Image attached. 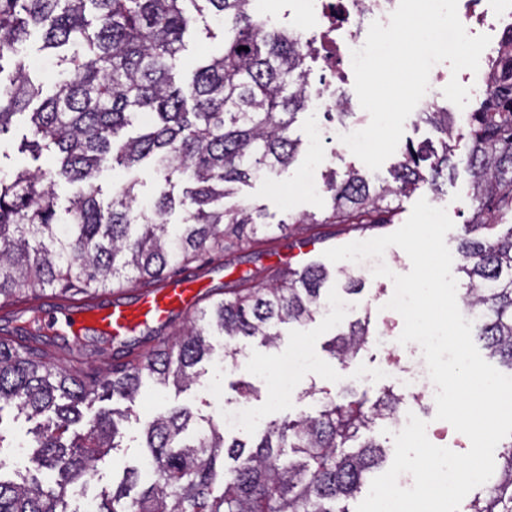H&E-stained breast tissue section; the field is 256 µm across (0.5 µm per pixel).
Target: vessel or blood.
Masks as SVG:
<instances>
[{
    "label": "vessel or blood",
    "mask_w": 512,
    "mask_h": 512,
    "mask_svg": "<svg viewBox=\"0 0 512 512\" xmlns=\"http://www.w3.org/2000/svg\"><path fill=\"white\" fill-rule=\"evenodd\" d=\"M201 282L199 275L190 273L166 279L130 302L97 298L62 309L52 304L43 310L41 324L46 332L59 327L73 337L89 330L110 337L126 336L194 307L202 295Z\"/></svg>",
    "instance_id": "vessel-or-blood-1"
}]
</instances>
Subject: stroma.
Returning a JSON list of instances; mask_svg holds the SVG:
<instances>
[{
	"label": "stroma",
	"instance_id": "35a3bbf8",
	"mask_svg": "<svg viewBox=\"0 0 512 512\" xmlns=\"http://www.w3.org/2000/svg\"><path fill=\"white\" fill-rule=\"evenodd\" d=\"M185 48L173 71L176 84L187 85L195 67L223 51L221 38L209 37L203 24L190 28L184 37ZM367 173L368 168L356 156L340 150L336 144H323L319 151L303 150L290 166L257 179L238 188L236 195L226 198L225 206L246 205L259 211L261 220L276 224L288 216L313 214L326 215L332 200L326 191V178L330 172L344 174L348 168ZM470 176L465 167H458L454 181L434 191L421 185L399 201L398 214L393 223L376 224L363 230H351L340 224H296L284 236L273 239L276 252L262 248L260 242L247 243L243 248L226 252L206 261L190 263V270L205 277L207 296L202 306L223 298L225 289L245 286L258 287L271 276L272 266L294 262L296 254L308 250V262L325 264L328 278L322 287V298L330 302L344 297L349 308L347 316L329 319L316 317L305 325H281L280 336L273 346H265L255 338H240L235 342L239 350L236 360L224 357V339H213L209 358L198 364L200 373L196 385L185 391L168 388L160 391L152 382H144L135 403L121 399L102 401L105 409L128 410L129 417L123 424L124 438L119 448L113 449L99 466V486H107L113 475L122 474L125 467L144 461V429L157 413L173 408H189L194 415L222 421L225 410L238 405H248L261 419L270 423L283 418L297 419L315 415L324 397L335 395L340 389L352 387L377 393L385 386L380 372L391 363L404 364V354L378 347L368 342L358 356L348 364L334 359L327 350L331 339L345 330L349 322L370 317L374 332L400 335L403 319L386 309V302L394 293L389 278L374 276L377 263H385L394 273L405 274L411 269L407 254L399 247H389L382 258L366 259L352 263L355 275L362 280V290L345 294L344 278L339 266L326 262L325 250L354 241H364L396 231L408 219L414 204L426 199L431 205L445 208L454 222L446 236L449 250H457L461 226L471 215L468 198ZM301 356L306 367L291 381H284L282 368L285 360ZM249 384V395H241L242 384Z\"/></svg>",
	"mask_w": 512,
	"mask_h": 512
}]
</instances>
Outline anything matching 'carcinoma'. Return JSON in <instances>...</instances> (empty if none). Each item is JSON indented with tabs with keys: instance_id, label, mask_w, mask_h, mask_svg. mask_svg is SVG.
I'll list each match as a JSON object with an SVG mask.
<instances>
[{
	"instance_id": "carcinoma-1",
	"label": "carcinoma",
	"mask_w": 512,
	"mask_h": 512,
	"mask_svg": "<svg viewBox=\"0 0 512 512\" xmlns=\"http://www.w3.org/2000/svg\"><path fill=\"white\" fill-rule=\"evenodd\" d=\"M194 6L191 14L184 3ZM253 0H0V144L16 117L27 116L18 150L56 155V167L18 169L0 176V308L48 289L90 297L132 271L145 284L191 260L285 231L295 224L372 223L397 210L395 202L422 183L434 190L470 175L471 220L463 226L456 272L466 279L463 304L476 312L475 339L512 371V32L491 64L490 92L468 125L439 105L418 120L440 134V150L411 145L401 152L392 181L374 186L351 168L331 175L332 207L323 219L305 214L278 224L259 221L246 206L227 209L233 185L263 171L288 167L300 140L291 136L308 104L305 59L313 43L255 16ZM221 18L224 51L198 67L185 88L172 70L183 36L197 22ZM38 33L40 49L55 60L52 88L28 68L23 46ZM248 50H238V47ZM156 121L135 135L137 116ZM153 159L165 184H185L180 199L159 193L137 205L132 179L112 199H100L99 173L113 164L131 169ZM58 179L83 184L60 209ZM181 224L169 223L176 206ZM323 267L286 265L258 288H230L228 297L191 313L182 328H148L157 344L112 375L86 372L82 352L104 353L127 339L103 335L72 339L65 358L46 347L57 337L0 336V421L7 407L37 418L31 478L0 477V512H68L75 493L90 484L99 463L123 437L128 412L88 409L106 397L134 401L143 382L160 388L195 384L194 367L210 351L209 337L225 343L260 337L276 344L282 323L305 325L324 305ZM368 322L356 321L328 344L342 363L368 343ZM404 397L385 389L374 397L343 390L322 402L318 415L272 422L252 442L227 440L213 421L188 437L185 407L157 414L145 428L151 473L123 470V478L95 497V512H347L339 503L360 492L386 458L372 439L352 446L362 430L398 417ZM293 456L282 458L283 449ZM498 474L466 512H512V441L498 450Z\"/></svg>"
}]
</instances>
